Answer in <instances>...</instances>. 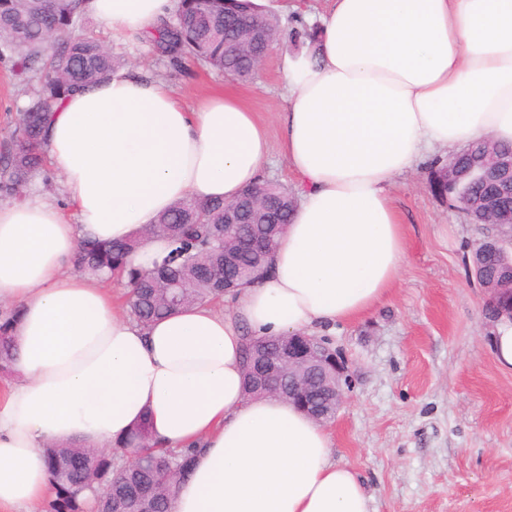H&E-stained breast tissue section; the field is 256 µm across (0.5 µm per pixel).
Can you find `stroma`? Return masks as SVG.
<instances>
[{
  "label": "stroma",
  "mask_w": 512,
  "mask_h": 512,
  "mask_svg": "<svg viewBox=\"0 0 512 512\" xmlns=\"http://www.w3.org/2000/svg\"><path fill=\"white\" fill-rule=\"evenodd\" d=\"M265 4L280 36L248 79L194 61L173 70L140 33L113 37L90 16L84 26L186 104L236 92L273 136L285 106L280 60L296 49L290 18L322 15L328 0ZM28 92L0 65V142ZM447 160V151L436 152L395 180L407 244L396 288L363 316L320 333L347 366L345 401L328 426L333 458L359 475L371 512H512V371L495 362L494 326L483 315L490 293L471 271L487 230L432 192L431 172Z\"/></svg>",
  "instance_id": "35a3bbf8"
}]
</instances>
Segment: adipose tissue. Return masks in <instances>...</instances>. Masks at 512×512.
<instances>
[{
    "mask_svg": "<svg viewBox=\"0 0 512 512\" xmlns=\"http://www.w3.org/2000/svg\"><path fill=\"white\" fill-rule=\"evenodd\" d=\"M178 2L84 9L118 37L151 31ZM318 33L316 58H283L274 141L233 94L187 106L135 73L53 107L46 150L71 212L0 202V307L20 311L0 390V512L47 499V442L101 447L143 419L164 447L197 450L171 512H369L322 424L245 398L240 350L246 335L330 329L387 299L406 253L394 179L439 149L512 144V0H330ZM274 148L298 205L269 271L228 309L143 327L73 272L81 239L140 235L180 200H233Z\"/></svg>",
    "mask_w": 512,
    "mask_h": 512,
    "instance_id": "ef3b65f1",
    "label": "adipose tissue"
}]
</instances>
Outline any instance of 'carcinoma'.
I'll list each match as a JSON object with an SVG mask.
<instances>
[{"instance_id":"1","label":"carcinoma","mask_w":512,"mask_h":512,"mask_svg":"<svg viewBox=\"0 0 512 512\" xmlns=\"http://www.w3.org/2000/svg\"><path fill=\"white\" fill-rule=\"evenodd\" d=\"M84 16L82 0H0V62L20 80L38 71L40 87L26 109L17 113L10 140L0 150V193L19 199L31 178L46 161V132L52 106L91 83L105 80L125 65L98 39L76 31ZM259 21V29H239L245 19ZM278 18L253 0H179L177 13L162 21L153 32L155 50L178 65L193 60L241 79L254 72L252 57L278 41ZM512 155V146L490 138L473 143L450 163L432 174L430 186L448 198L474 224H487L512 211V174L488 169L462 189L461 175L484 165L488 150ZM254 207L242 214L243 232L252 237L270 234V247L280 236L273 224L289 223L296 196L280 184H260ZM146 236L156 237L166 247L146 271L130 257L142 244L139 239L102 242L84 239L76 248L74 267L104 283L121 280L130 288V315L148 324L171 311L200 302H219L224 292V202H177L149 226ZM256 271L250 252L240 255L237 273L244 282ZM473 271L491 289L485 315H501L502 299L496 292L512 274V256L499 247L489 249L479 242L473 252ZM19 313L0 317V375L11 372L13 336ZM288 356V340L252 337L242 350L245 392L264 397L271 379L260 369L263 359L277 361ZM117 448H139V462L118 472V455L102 449L51 445L44 448V462L53 498L49 512H132L136 494L154 493L155 512H169L177 485L190 472L197 449L171 453L152 443L149 424L143 421L117 444ZM86 458L82 468L73 466L75 456Z\"/></svg>"}]
</instances>
